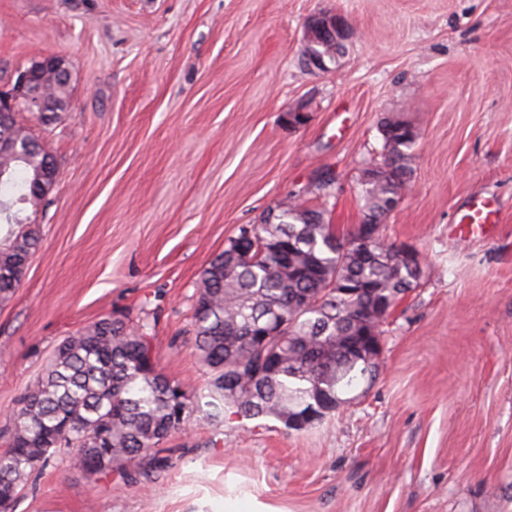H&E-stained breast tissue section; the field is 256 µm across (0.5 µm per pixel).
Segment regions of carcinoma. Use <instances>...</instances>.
Returning <instances> with one entry per match:
<instances>
[{
	"mask_svg": "<svg viewBox=\"0 0 512 512\" xmlns=\"http://www.w3.org/2000/svg\"><path fill=\"white\" fill-rule=\"evenodd\" d=\"M0 133L20 140L19 155L0 158V187L16 184L20 195L0 197V207L25 198L38 206L47 189L39 171L45 147L13 121ZM378 163L392 166L386 181L356 180L361 221L345 234L325 220L326 210L292 202L276 205V220L246 224L200 277L193 315V342L206 369L204 389L193 391L157 367L148 324L106 316L54 350L37 385L10 414L0 450V498L19 492L63 448L79 464L97 454L94 475L114 474L135 483L157 479L171 460L159 445L199 418L220 424L230 416L273 417L288 411L343 408L344 390L366 379L364 366L344 344L379 326L421 274L385 243L382 197L406 187L417 140L392 134ZM41 240L39 226L0 210V301L20 286L15 271ZM281 319L280 336H264V319Z\"/></svg>",
	"mask_w": 512,
	"mask_h": 512,
	"instance_id": "carcinoma-1",
	"label": "carcinoma"
}]
</instances>
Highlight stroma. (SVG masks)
<instances>
[{
  "instance_id": "stroma-1",
  "label": "stroma",
  "mask_w": 512,
  "mask_h": 512,
  "mask_svg": "<svg viewBox=\"0 0 512 512\" xmlns=\"http://www.w3.org/2000/svg\"><path fill=\"white\" fill-rule=\"evenodd\" d=\"M343 16L346 52L301 65L307 22ZM47 54L70 65L68 111L30 122L59 175L31 213L41 243L0 304V432L67 336L111 314L146 323L163 372L192 385L202 270L243 224L335 167L354 190L397 116L419 135L386 239L421 285L384 326L368 393L295 432L279 420L190 424L152 482L92 476L59 454L12 512H512V0H0V86ZM306 106L309 122L285 115ZM493 234L451 225L476 193Z\"/></svg>"
}]
</instances>
